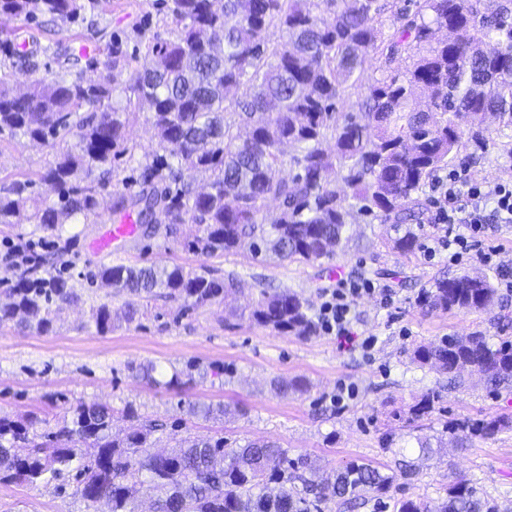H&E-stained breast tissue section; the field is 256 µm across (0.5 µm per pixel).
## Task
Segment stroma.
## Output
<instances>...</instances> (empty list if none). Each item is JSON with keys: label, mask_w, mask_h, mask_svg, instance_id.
I'll use <instances>...</instances> for the list:
<instances>
[{"label": "stroma", "mask_w": 512, "mask_h": 512, "mask_svg": "<svg viewBox=\"0 0 512 512\" xmlns=\"http://www.w3.org/2000/svg\"><path fill=\"white\" fill-rule=\"evenodd\" d=\"M175 29L159 0H101L99 9L76 25L45 17L0 18V42L34 40L54 49L31 72L0 45V71L21 89L75 68L94 78L103 69L109 40H118L127 56L140 59L153 33L168 38ZM501 142L497 135L485 151L461 152L454 168H470L490 184L512 179V165L500 157ZM72 145L69 138L44 145L19 134L0 136V179L30 178L35 192H42L40 174ZM127 146L126 155L104 177V214L64 225L54 246L44 251L48 269H63L74 285V302L57 313L53 329L44 334L14 323L0 325V415L34 413L53 426L70 408L98 402L111 407L114 429L128 426L130 409L158 424L153 440L159 449L190 436L218 435L228 448L270 439L287 448L290 457L315 461L328 477L355 458L370 459L383 470L403 459L412 464L413 473L399 480L397 496L436 499L463 477L512 512V431L426 456L404 445L408 433L440 434L452 418L512 416V390L491 394L475 375L453 387L447 376L410 358L417 345L454 334L477 333L493 343L512 338V292L503 288L512 278V224L499 226L488 237L490 245L502 249L500 267L480 270L465 262L449 264L444 253L428 258L420 248L399 254L390 247V224L359 211L353 214L352 238L343 251L314 263L256 257L246 249L204 258L183 246L184 238L195 234L194 225H182L171 235L160 220L140 225L137 236L120 242L116 252L99 253L94 245L108 225L136 212L133 204L117 210L112 204L119 195L136 193L139 165L157 148L146 113L129 114ZM116 263L188 269L203 264L218 277L234 276L240 292L184 311L159 296L140 299L133 322L116 323L111 332L100 334L88 326L92 309L105 303L119 312L128 297L87 281L100 266ZM478 270L498 290L490 310L430 312L419 304L421 290L435 279ZM362 271L396 291L391 307L367 299L357 305L358 333L378 338L372 355L333 336L301 338L262 327L242 313L264 288L289 289L318 306L323 289ZM150 362L168 373L192 368L193 379L172 390L135 378L133 368ZM276 379H300L307 389L284 396L272 386ZM343 384L354 395L340 402L336 394ZM429 391L440 395L435 412L409 422L410 406ZM193 404L230 405L237 413L205 418L190 413ZM75 489L73 481L62 478L34 486L0 483V512H106L105 503L89 507Z\"/></svg>", "instance_id": "stroma-1"}]
</instances>
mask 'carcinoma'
<instances>
[{
	"label": "carcinoma",
	"instance_id": "carcinoma-1",
	"mask_svg": "<svg viewBox=\"0 0 512 512\" xmlns=\"http://www.w3.org/2000/svg\"><path fill=\"white\" fill-rule=\"evenodd\" d=\"M179 27L174 40L160 37L133 67L115 43L95 82L82 75L39 79L16 92L0 76V134L22 133L32 141L71 136L73 148L44 174V195L29 194L32 180H0V224H37L53 235L77 216H101L105 202L95 171L121 157L128 110L149 112L158 151L145 162L140 214L161 207L168 230L194 224L192 252L213 256L248 248L280 260L313 263L337 254L346 240L350 209L333 185L393 221L392 249L409 254L418 237L407 222L419 219L423 187L461 148L484 150L482 116H499L501 135L512 131V10L492 0H420L383 31L379 0H164ZM100 0H0V16H50L76 21ZM277 29L282 38L273 40ZM486 39L502 47L491 60ZM428 47L426 53L421 48ZM386 76L375 81L358 111L342 112L343 92L371 62ZM251 93L237 96L243 85ZM428 94L422 111L415 94ZM126 106L115 105V92ZM86 115L81 116L79 112ZM333 147H324L327 140ZM294 144L299 169L281 176V146ZM279 201L264 216L266 202ZM101 283L134 297L159 290L176 301L203 306L236 287L202 265L151 264L102 267ZM73 285L40 265L23 268L0 295V323L14 322L47 333L55 310L73 302ZM497 289L469 273L438 278L422 289L419 303L442 311L477 312L495 304ZM133 304L120 313L106 304L92 312L101 334L114 320L131 322ZM248 317L281 333L309 337L317 327L307 301L286 290H264ZM412 361L448 375V383L478 372L497 395L512 386V340L489 343L480 334L449 336L413 350ZM154 385L179 388L154 363L139 368ZM439 394L430 391L411 415H430ZM36 417L0 416V483L36 484L76 472V491L101 500L109 512H135L134 494L148 485L153 512H327L352 498L382 501L400 477L401 463L384 472L366 460H351L332 480H314L316 465L288 457L274 441L224 447L222 437L185 440L164 455L151 451L152 425L112 433V408L81 403L71 417L46 434L51 451L36 441ZM512 430V417L495 415L448 423L452 446ZM394 512H503L502 505L467 480L448 485L436 500L398 498Z\"/></svg>",
	"mask_w": 512,
	"mask_h": 512
}]
</instances>
